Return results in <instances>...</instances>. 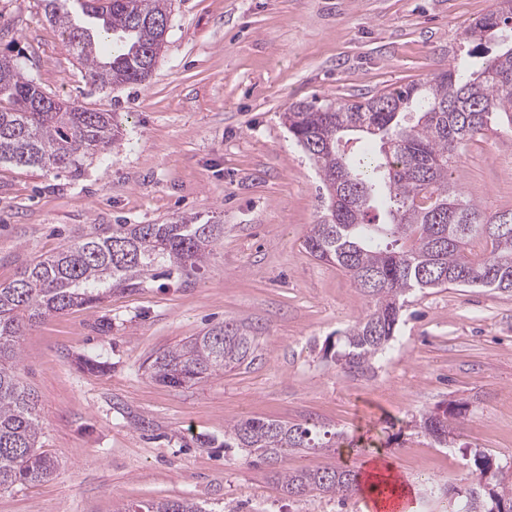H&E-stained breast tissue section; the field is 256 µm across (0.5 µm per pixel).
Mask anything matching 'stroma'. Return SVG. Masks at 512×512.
I'll use <instances>...</instances> for the list:
<instances>
[{
    "instance_id": "1",
    "label": "stroma",
    "mask_w": 512,
    "mask_h": 512,
    "mask_svg": "<svg viewBox=\"0 0 512 512\" xmlns=\"http://www.w3.org/2000/svg\"><path fill=\"white\" fill-rule=\"evenodd\" d=\"M496 6L172 0L151 78L94 89L42 0H0V52L20 56L44 91L115 113L123 130L77 177L0 165V284L95 224L198 216L224 227L190 275L148 277L21 336V375L38 395L56 470L0 491V512H127L183 498L206 512H366L360 494L287 498L266 466L224 453L225 425L247 416L343 432L332 447L288 454L284 467L359 472L382 457L412 486V512H443L428 489L466 485L472 451L512 459V292L415 293L370 372H344L327 356L367 298L304 248L327 197L283 118L300 101H358L424 83L466 56L481 63L502 41L477 47L464 33ZM451 171L484 210L512 209V130L470 143ZM241 322L260 338L252 366L183 388L149 375L148 358ZM87 357L106 371L83 369ZM460 404L448 446L413 426ZM138 417L149 429L136 427Z\"/></svg>"
}]
</instances>
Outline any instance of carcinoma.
I'll use <instances>...</instances> for the list:
<instances>
[{
	"label": "carcinoma",
	"instance_id": "cac0c4a2",
	"mask_svg": "<svg viewBox=\"0 0 512 512\" xmlns=\"http://www.w3.org/2000/svg\"><path fill=\"white\" fill-rule=\"evenodd\" d=\"M97 87L138 85L152 75L165 47L171 0H43ZM512 26V0L476 19L466 38L483 41ZM506 119L512 127V52L475 70L461 59L422 85L408 84L364 101L288 108V131L324 183L328 207L310 226L307 252L335 264L369 298L365 315L344 332L334 353L342 369L365 373L395 336L416 290L455 286L512 292V223L501 232L488 213L450 182L448 169L469 143ZM122 132L114 113L47 95L13 57L0 54V164L78 176L85 162L114 146ZM224 225L183 218L173 224H98L59 251L24 266L0 286V490L40 482L55 470L41 451L35 391L20 375L18 337L26 325L91 305L108 287L136 288L156 266L187 274L199 269ZM258 337L226 324L157 354L152 378L171 387L195 385L251 364ZM459 413L423 415L415 427L448 444ZM338 433L312 423L245 418L224 426V449L271 469L284 494L313 491L341 500L360 490L352 470L280 467L289 453L326 448ZM512 462L474 454L469 483L455 489L448 512H512L499 488ZM131 512H206L186 499L153 501Z\"/></svg>",
	"mask_w": 512,
	"mask_h": 512
}]
</instances>
